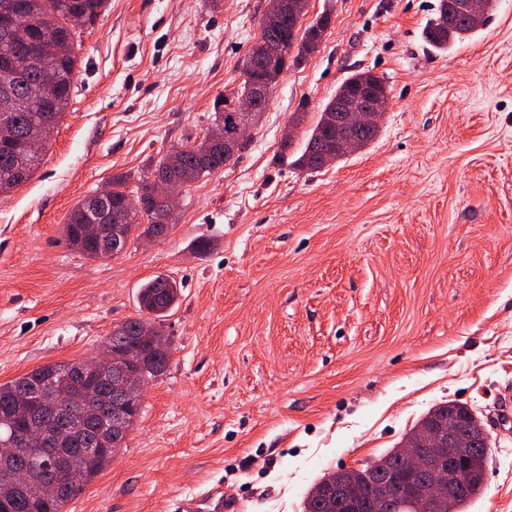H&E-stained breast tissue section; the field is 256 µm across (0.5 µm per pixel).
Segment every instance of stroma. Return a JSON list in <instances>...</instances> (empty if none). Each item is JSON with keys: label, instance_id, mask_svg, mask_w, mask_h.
I'll list each match as a JSON object with an SVG mask.
<instances>
[{"label": "stroma", "instance_id": "stroma-1", "mask_svg": "<svg viewBox=\"0 0 512 512\" xmlns=\"http://www.w3.org/2000/svg\"><path fill=\"white\" fill-rule=\"evenodd\" d=\"M437 5L309 0L307 22L327 11L330 27L242 151L182 187L165 237L96 260L66 240L70 211L206 136L266 2L107 0L77 30L69 106L33 176L0 195V384L95 356L156 275L181 297L125 448L65 512H206L214 490L238 512H304L324 475L448 401L490 433L468 512H512V0L445 53L423 37ZM359 71L387 86L376 138L295 168ZM332 100L333 98L323 106L316 125L306 134L301 154L293 162L294 165H297L301 169L311 172H318L323 169L318 163L317 151L325 140L336 138V129H331L326 120V115L329 113L328 110L332 105Z\"/></svg>", "mask_w": 512, "mask_h": 512}]
</instances>
